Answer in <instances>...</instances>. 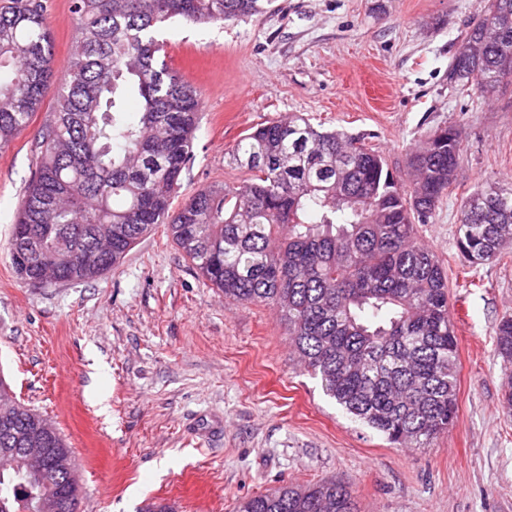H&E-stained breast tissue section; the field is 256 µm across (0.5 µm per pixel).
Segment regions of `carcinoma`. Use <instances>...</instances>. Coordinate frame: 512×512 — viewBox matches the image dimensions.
I'll list each match as a JSON object with an SVG mask.
<instances>
[{"mask_svg":"<svg viewBox=\"0 0 512 512\" xmlns=\"http://www.w3.org/2000/svg\"><path fill=\"white\" fill-rule=\"evenodd\" d=\"M461 34L448 80L491 93L512 81V0H482ZM268 0H72L76 48L51 66L41 0L0 7V148L56 85L35 148L40 158L8 242L27 284L90 281L159 224L224 298L278 309L299 360L323 392L395 447L427 448L457 419V337L443 263L418 239L452 192L461 132L437 129L411 155L409 180L360 138L295 115L255 128L228 153L250 177L172 199L192 160L200 94L158 61L155 28L173 19L222 23ZM137 95L136 117L126 115ZM512 244V184L483 183L460 206L457 246L472 264ZM512 416V316L495 331ZM43 420L0 404V448ZM57 482L0 474V512H43ZM236 512H356L351 491L323 480L282 485Z\"/></svg>","mask_w":512,"mask_h":512,"instance_id":"obj_1","label":"carcinoma"}]
</instances>
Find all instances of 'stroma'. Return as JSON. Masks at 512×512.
<instances>
[{
  "mask_svg": "<svg viewBox=\"0 0 512 512\" xmlns=\"http://www.w3.org/2000/svg\"><path fill=\"white\" fill-rule=\"evenodd\" d=\"M52 61L68 60L71 0H44ZM478 0H273L224 23L166 22L162 60L201 92L193 159L174 205L247 179L226 155L293 115L363 136L393 171L437 127L462 132L456 185L419 228L445 264L458 340V418L427 448H395L351 420L299 367L271 306L226 300L165 226L89 282L35 288L7 243L54 106L0 148V378L74 452L79 512H236L284 484L333 480L358 512H512V417L501 409L498 322L512 315V246L472 265L460 204L479 182L512 183V84L490 95L448 81Z\"/></svg>",
  "mask_w": 512,
  "mask_h": 512,
  "instance_id": "stroma-1",
  "label": "stroma"
}]
</instances>
